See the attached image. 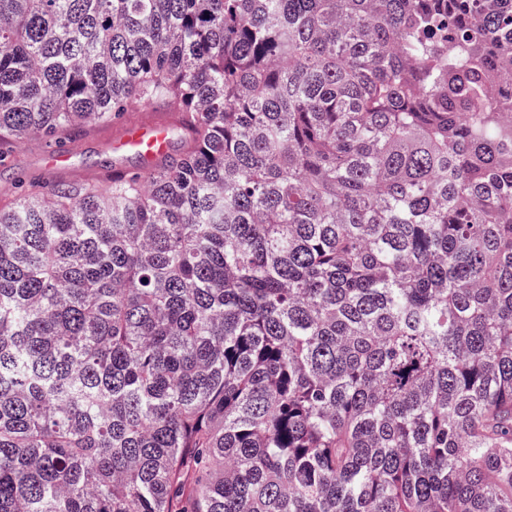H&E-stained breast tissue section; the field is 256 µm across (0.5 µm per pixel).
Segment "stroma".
Listing matches in <instances>:
<instances>
[{"label":"stroma","mask_w":512,"mask_h":512,"mask_svg":"<svg viewBox=\"0 0 512 512\" xmlns=\"http://www.w3.org/2000/svg\"><path fill=\"white\" fill-rule=\"evenodd\" d=\"M144 120L160 121L172 129L174 149H181L183 137L176 131L174 113L162 111L157 105L140 103L124 113L120 120L102 126L91 122L76 142L61 139L58 147L67 152L68 159L55 170H48L46 151L49 139L33 136L21 142L0 141V150L12 154V161L0 165V206H9L18 186L53 178L64 181H82L98 188L109 187L112 178V144L123 124Z\"/></svg>","instance_id":"1"}]
</instances>
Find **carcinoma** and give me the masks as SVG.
<instances>
[{
	"label": "carcinoma",
	"instance_id": "cac0c4a2",
	"mask_svg": "<svg viewBox=\"0 0 512 512\" xmlns=\"http://www.w3.org/2000/svg\"><path fill=\"white\" fill-rule=\"evenodd\" d=\"M509 75L512 0H0V135L187 132L0 208V512H512Z\"/></svg>",
	"mask_w": 512,
	"mask_h": 512
}]
</instances>
